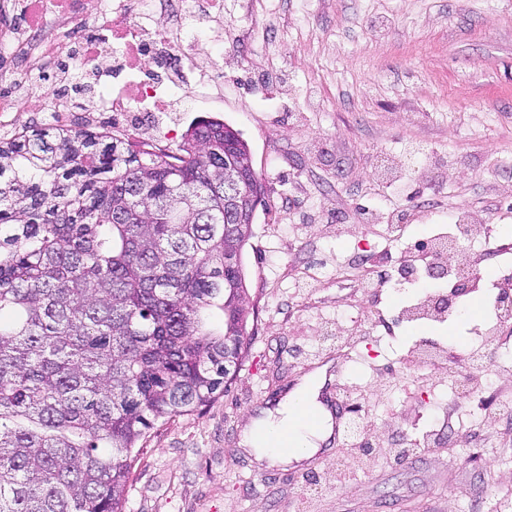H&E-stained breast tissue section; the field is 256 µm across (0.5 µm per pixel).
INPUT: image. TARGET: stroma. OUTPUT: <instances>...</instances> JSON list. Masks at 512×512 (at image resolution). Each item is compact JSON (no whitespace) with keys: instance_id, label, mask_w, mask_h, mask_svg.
Here are the masks:
<instances>
[{"instance_id":"stroma-1","label":"stroma","mask_w":512,"mask_h":512,"mask_svg":"<svg viewBox=\"0 0 512 512\" xmlns=\"http://www.w3.org/2000/svg\"><path fill=\"white\" fill-rule=\"evenodd\" d=\"M212 69L223 102L172 104L127 140L176 150L199 113L237 130L262 183L245 252L247 354L227 393L152 433L136 461L125 512H501L512 504V463L488 472L475 432L456 427L448 452L428 448L397 467L373 462L301 498L303 474L336 471V446L301 464L258 466L240 441L249 419L312 383L323 404L345 387L366 397L382 384L365 424L373 442L419 434L447 380L440 363L413 367L423 340L459 349L473 321L409 324L401 307L426 278L368 298L359 278L396 276L415 245L478 208L498 237L512 229V0H224V50ZM397 163L381 179L382 156ZM402 213L403 236L361 212ZM358 251L359 265L337 264ZM384 316L388 332L360 327ZM332 319L350 344L301 356Z\"/></svg>"}]
</instances>
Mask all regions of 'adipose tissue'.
Segmentation results:
<instances>
[{
  "mask_svg": "<svg viewBox=\"0 0 512 512\" xmlns=\"http://www.w3.org/2000/svg\"><path fill=\"white\" fill-rule=\"evenodd\" d=\"M332 430L331 414L317 402L315 388L308 387L284 403L276 417L254 424L247 443L258 456L285 464L315 454Z\"/></svg>",
  "mask_w": 512,
  "mask_h": 512,
  "instance_id": "adipose-tissue-1",
  "label": "adipose tissue"
}]
</instances>
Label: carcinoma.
<instances>
[{
	"instance_id": "cac0c4a2",
	"label": "carcinoma",
	"mask_w": 512,
	"mask_h": 512,
	"mask_svg": "<svg viewBox=\"0 0 512 512\" xmlns=\"http://www.w3.org/2000/svg\"><path fill=\"white\" fill-rule=\"evenodd\" d=\"M0 512H123L161 421L228 392L261 185L195 121L177 152L50 125L0 140Z\"/></svg>"
}]
</instances>
